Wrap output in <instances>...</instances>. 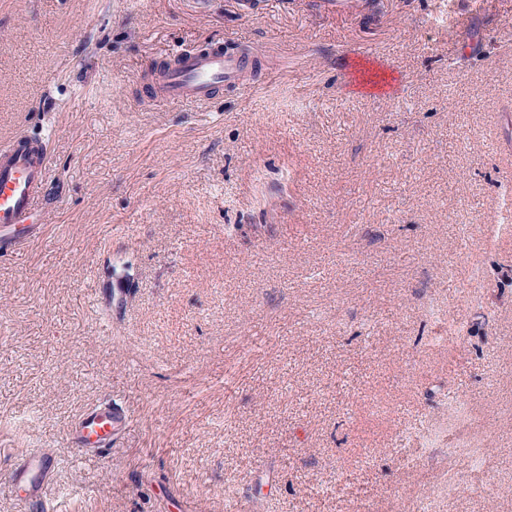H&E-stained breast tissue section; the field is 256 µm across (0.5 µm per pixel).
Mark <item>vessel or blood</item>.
<instances>
[{
	"instance_id": "b4317fda",
	"label": "vessel or blood",
	"mask_w": 512,
	"mask_h": 512,
	"mask_svg": "<svg viewBox=\"0 0 512 512\" xmlns=\"http://www.w3.org/2000/svg\"><path fill=\"white\" fill-rule=\"evenodd\" d=\"M253 65L248 48H228L217 41L170 55L158 73L143 81L150 103L205 102L219 89L242 85ZM47 144V138L24 135L0 140V255L16 253L45 232L43 210L51 168ZM127 421L124 409L105 404L75 421L70 440L84 455L94 457ZM55 468V457L46 451L24 454L14 462L10 484L23 491L24 512H42Z\"/></svg>"
}]
</instances>
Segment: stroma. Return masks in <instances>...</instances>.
<instances>
[{"label": "stroma", "mask_w": 512, "mask_h": 512, "mask_svg": "<svg viewBox=\"0 0 512 512\" xmlns=\"http://www.w3.org/2000/svg\"><path fill=\"white\" fill-rule=\"evenodd\" d=\"M217 39L249 88L145 102ZM20 131L52 190L0 258V512L35 449L50 512H512V0H0ZM123 408L105 404L83 413L70 430L71 443L85 456L97 454L112 443V437L128 423Z\"/></svg>", "instance_id": "obj_1"}]
</instances>
